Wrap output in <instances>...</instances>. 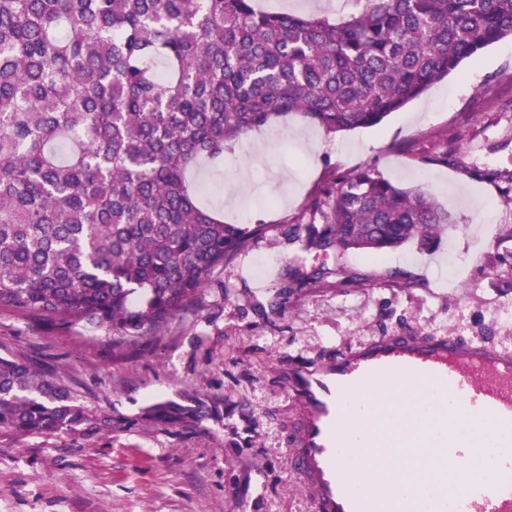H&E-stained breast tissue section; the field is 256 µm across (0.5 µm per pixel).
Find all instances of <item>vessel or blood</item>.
Returning <instances> with one entry per match:
<instances>
[{
  "label": "vessel or blood",
  "instance_id": "vessel-or-blood-1",
  "mask_svg": "<svg viewBox=\"0 0 512 512\" xmlns=\"http://www.w3.org/2000/svg\"><path fill=\"white\" fill-rule=\"evenodd\" d=\"M278 378L300 409L288 454L312 512H412V494L360 487L384 446L426 449V512H512V436L503 435L491 477L475 480L465 464L483 444L458 431L468 422L512 426L511 353L453 337L381 336L338 355L284 364ZM401 380L440 389L458 402L459 412L443 406L408 429L372 413L363 422L375 439L347 438L351 394Z\"/></svg>",
  "mask_w": 512,
  "mask_h": 512
}]
</instances>
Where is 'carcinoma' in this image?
Segmentation results:
<instances>
[{"label": "carcinoma", "mask_w": 512, "mask_h": 512, "mask_svg": "<svg viewBox=\"0 0 512 512\" xmlns=\"http://www.w3.org/2000/svg\"><path fill=\"white\" fill-rule=\"evenodd\" d=\"M347 19L254 0H0V308L135 342L164 328L268 224H226L190 172L297 113L380 124L512 39V0H356ZM308 245L429 251L448 211L369 169L335 182ZM209 410L156 403L189 425ZM64 383L0 356V434L104 431Z\"/></svg>", "instance_id": "1"}]
</instances>
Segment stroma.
Returning a JSON list of instances; mask_svg holds the SVG:
<instances>
[{"label": "stroma", "instance_id": "obj_1", "mask_svg": "<svg viewBox=\"0 0 512 512\" xmlns=\"http://www.w3.org/2000/svg\"><path fill=\"white\" fill-rule=\"evenodd\" d=\"M332 19L355 0H258ZM317 137L309 149L296 133ZM271 150L241 142L208 180L231 224H270L161 331L136 343L61 330L0 308V356H21L109 415V431L0 434V512H311L288 463L294 411L277 370L388 334L488 341L512 353V40L380 125L322 134L297 115L264 127ZM361 168L428 188L453 218L438 247L377 255L307 248L321 190ZM344 267L345 277L332 268ZM300 283H288L287 268ZM219 399L181 426L146 407Z\"/></svg>", "mask_w": 512, "mask_h": 512}]
</instances>
